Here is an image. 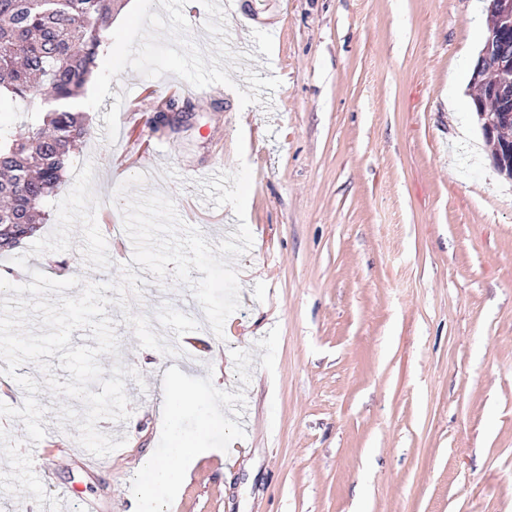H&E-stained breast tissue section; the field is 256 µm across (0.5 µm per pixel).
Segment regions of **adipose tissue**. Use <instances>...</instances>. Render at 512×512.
<instances>
[{
    "label": "adipose tissue",
    "instance_id": "1",
    "mask_svg": "<svg viewBox=\"0 0 512 512\" xmlns=\"http://www.w3.org/2000/svg\"><path fill=\"white\" fill-rule=\"evenodd\" d=\"M208 454V449L192 444L180 447L166 461L142 456L137 466L148 472L149 478L136 490L135 512H165L169 501L178 494L189 470Z\"/></svg>",
    "mask_w": 512,
    "mask_h": 512
}]
</instances>
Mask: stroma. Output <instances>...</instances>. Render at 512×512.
Masks as SVG:
<instances>
[{"mask_svg": "<svg viewBox=\"0 0 512 512\" xmlns=\"http://www.w3.org/2000/svg\"><path fill=\"white\" fill-rule=\"evenodd\" d=\"M224 2L228 38L250 42L248 69L280 86L243 107L249 84L234 70L233 86L192 95L172 74L125 70L85 109L73 164L93 165L113 214L128 181L132 194L171 197L215 245L241 220L207 200L198 175L235 170L244 135L254 243L232 262L240 307L216 336L201 307L183 309L189 289L142 271L132 310L179 355L146 354L108 306L120 348L99 362L140 375L126 382L128 420L97 424L121 446L96 459L60 424L59 398L40 392L36 475L62 512H130L148 478L140 456L164 458L183 439L213 453L168 512H512V180L493 169L470 110L484 0ZM185 96L187 119H159L162 101ZM57 222L49 213L15 248L26 267L0 258L13 283L33 269L120 278L133 245L105 223L110 268L86 263L77 227L69 251L31 255ZM167 370L196 398L173 436L159 411Z\"/></svg>", "mask_w": 512, "mask_h": 512, "instance_id": "stroma-1", "label": "stroma"}]
</instances>
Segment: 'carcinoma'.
Masks as SVG:
<instances>
[{"label":"carcinoma","mask_w":512,"mask_h":512,"mask_svg":"<svg viewBox=\"0 0 512 512\" xmlns=\"http://www.w3.org/2000/svg\"><path fill=\"white\" fill-rule=\"evenodd\" d=\"M122 0H0V103L22 100L37 126L0 130V253L46 220L84 119L68 106L84 88Z\"/></svg>","instance_id":"1"}]
</instances>
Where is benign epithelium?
Returning <instances> with one entry per match:
<instances>
[{"label": "benign epithelium", "instance_id": "obj_1", "mask_svg": "<svg viewBox=\"0 0 512 512\" xmlns=\"http://www.w3.org/2000/svg\"><path fill=\"white\" fill-rule=\"evenodd\" d=\"M488 36L474 64L471 81L498 98V111L473 101V113L483 137L493 145L491 163L501 175L512 180V143L501 137V125L512 114V57L501 52L502 42L512 38V0H491Z\"/></svg>", "mask_w": 512, "mask_h": 512}]
</instances>
